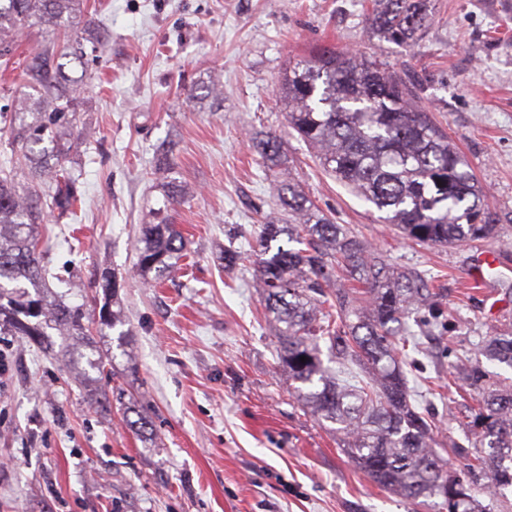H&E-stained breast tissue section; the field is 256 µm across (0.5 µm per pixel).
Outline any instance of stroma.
Masks as SVG:
<instances>
[{"instance_id":"35a3bbf8","label":"stroma","mask_w":512,"mask_h":512,"mask_svg":"<svg viewBox=\"0 0 512 512\" xmlns=\"http://www.w3.org/2000/svg\"><path fill=\"white\" fill-rule=\"evenodd\" d=\"M87 8L109 44L69 116L82 222L51 211L37 231L53 272L81 283L65 303L83 305L97 324L85 285L109 271L122 283L123 322L87 347L56 331L41 347L0 333V512H440L378 487L343 453L340 433L294 399L253 278L259 226L279 207L251 146L275 133L316 206L396 267L434 279L457 348L512 328V223L489 242L405 241L322 171L277 100L289 63L316 48L382 56L418 80L422 106L468 159L491 210L510 213L512 0H430L408 46L370 33L373 0H87ZM213 80L218 99H188L193 85ZM168 137L176 148L167 160L156 147ZM167 183L187 192L171 215L194 265L147 283L134 271L138 226L161 206ZM229 245L248 256L233 270L221 263ZM485 251L498 265L480 289L468 273ZM445 348L425 338L424 377L410 385L432 388L433 435L460 467L466 459L451 443L463 438L470 397L437 366ZM94 352L111 358V376L90 368ZM118 388L153 421L154 439L125 426Z\"/></svg>"}]
</instances>
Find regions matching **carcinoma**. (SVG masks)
Segmentation results:
<instances>
[{"instance_id": "1", "label": "carcinoma", "mask_w": 512, "mask_h": 512, "mask_svg": "<svg viewBox=\"0 0 512 512\" xmlns=\"http://www.w3.org/2000/svg\"><path fill=\"white\" fill-rule=\"evenodd\" d=\"M376 2L367 23L380 38L397 45L417 39L428 0ZM32 27L42 41L21 69L20 85L33 92L23 94L14 112L0 113L11 152L0 164V329L39 343L49 329L85 341L91 329L83 306L50 307L40 294L49 269L35 226L47 209L77 217L81 201L79 179L67 167L68 116L82 88L73 68L86 70L87 59L83 44L60 52L56 40L78 28L102 54L107 37L84 0H0V58L10 61L15 37ZM416 89L376 57L323 47L288 67L277 98L288 128L323 170L385 213L405 239L447 246L496 238L500 216L485 203L464 154L415 103ZM252 147L266 163L281 159L280 140L271 133ZM20 160L32 178L49 184L46 200L17 190L13 164ZM273 190L286 218L271 216L260 225L254 278L297 403L338 426L343 452L380 488L415 503L436 498L445 512L504 507V490L512 488V384L478 361L447 353L448 382L460 379L476 394L464 423L467 463L447 466L408 379L419 369L420 336L412 324L440 332L450 325L439 294L348 234L302 193L291 172L280 173ZM154 216L158 223L139 225L136 265L157 280L186 256V241L161 212ZM283 235L292 246H273ZM340 274L352 288H331ZM92 284L102 290L101 332L121 322L110 301L120 283L111 273H95ZM324 347L332 369L321 358ZM475 350L476 358L512 370L511 330L481 338Z\"/></svg>"}]
</instances>
